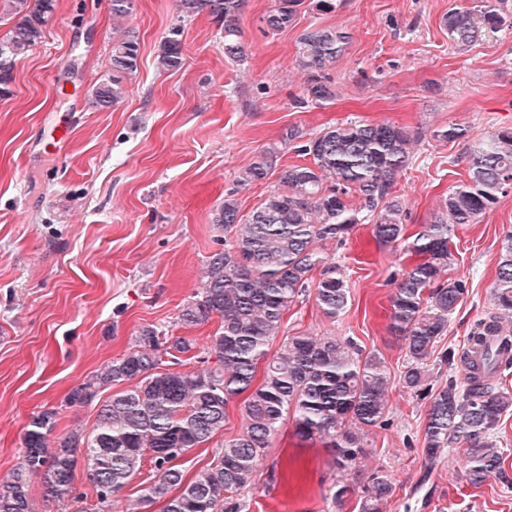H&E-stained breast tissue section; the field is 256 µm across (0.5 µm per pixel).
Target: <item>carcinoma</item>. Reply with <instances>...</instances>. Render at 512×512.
I'll use <instances>...</instances> for the list:
<instances>
[{"instance_id": "carcinoma-1", "label": "carcinoma", "mask_w": 512, "mask_h": 512, "mask_svg": "<svg viewBox=\"0 0 512 512\" xmlns=\"http://www.w3.org/2000/svg\"><path fill=\"white\" fill-rule=\"evenodd\" d=\"M503 0H473L469 8H451L443 17L448 36L469 47L486 31L507 23ZM305 0H274L262 17L267 31L291 27ZM56 0H0L12 26L0 39V97L11 95L17 64L41 42L55 13ZM245 0H179L184 17L205 11L224 33V55L240 60L245 50L239 18ZM134 0H112L111 75L91 90L96 107L108 109L125 97L126 81L140 66L138 39L127 27ZM181 31L174 28L155 53L164 72L184 66ZM349 41L341 28L311 25L297 39L296 65L308 75L303 98L318 104L336 99L330 71ZM420 132L391 123L346 122L296 142L304 164L283 167L276 186L247 216L233 193L224 196L214 223L232 234L224 249L213 252L201 268V288L182 307L180 323L198 327L218 321L205 339L207 369H186L193 343L142 330L127 352L75 387L66 404L82 407L119 383L129 388L100 404L90 431L81 427L49 443L57 411L31 416L24 450L10 477L0 481V512H36L30 480L41 477L47 499L74 498V471L84 450L89 482L98 512H112L116 496L145 464L152 481L140 498L141 508L162 502L161 512H243L241 493L258 480L259 466L280 424L293 422L305 439L322 438L334 452L329 491L340 501L354 493L350 473L364 456V436L384 426L385 397L391 384L385 358L365 351L354 339L301 334L287 339L273 355L269 345L285 316L309 288L313 271L316 305L336 320L349 302L340 265L322 248L343 244L357 224H372L382 243L404 244L420 261L403 270L390 298V328L403 334L407 362L399 384L428 401L425 460L434 465L448 448L463 447L462 467L468 483L480 486L502 473V455L491 440L502 415L512 409V394L492 379L512 367V232L500 250L493 300L496 313L476 323L470 346L483 350L474 361L460 356L462 374L443 385L425 384L427 362L445 335L448 318L468 293L463 276L449 277L456 264L450 247L457 224H476L512 189V128H502L471 146L468 179L453 187L442 210L412 237L404 235V209L393 187L406 167ZM274 153L261 152L242 171L244 184L264 180ZM169 357L171 368L163 367ZM262 378H257L259 366ZM243 397L244 428L224 442L211 463L186 479L178 467L189 449L207 443L224 428L230 402ZM393 494L388 475H370L358 512H382Z\"/></svg>"}]
</instances>
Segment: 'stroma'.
I'll return each instance as SVG.
<instances>
[{
	"instance_id": "35a3bbf8",
	"label": "stroma",
	"mask_w": 512,
	"mask_h": 512,
	"mask_svg": "<svg viewBox=\"0 0 512 512\" xmlns=\"http://www.w3.org/2000/svg\"><path fill=\"white\" fill-rule=\"evenodd\" d=\"M330 12H300L295 25L264 33L259 19L273 0H246L240 19L245 58L224 55L220 30L207 13L181 17L175 0H135L131 26L141 64L123 101L93 106L90 91L109 74L111 0H56L37 45L16 67L9 97L0 98V479L15 466L32 414L57 412L55 432L92 427L95 406L65 399L87 376L121 357L142 329L204 342L216 326L183 327L179 314L200 288V268L222 248L217 208L234 193L249 213L273 188L275 176L239 185L259 152L274 148L275 165L297 163L283 139L305 137L348 120L390 122L421 132L394 193L407 214L406 234L419 231L448 192L469 173L471 144L512 127V29L486 33L460 49L443 17L472 0H334ZM350 35L331 77L337 97L326 105H297L306 74L295 64L296 42L310 25ZM181 28L184 67L159 71L158 42ZM67 121L63 151L51 133ZM466 130L452 143L434 130ZM512 231V193L476 224L455 229V273L469 293L450 317L439 350L466 347L474 324L490 315L501 241ZM344 270L350 299L337 320L326 319L314 293L302 296L270 345L288 337H354L380 352L392 377L403 371L405 345L389 329L395 277L412 257L379 244L371 224L355 225L344 244L325 249ZM241 400L230 402L224 427L187 451L186 477L204 469L243 429ZM384 427L367 437L357 487L374 471L388 475L394 493L384 512H512V411L492 435L503 454L502 474L467 484L461 451L446 450L435 465L424 458L426 404L401 386L387 394ZM331 454L282 425L245 492L248 512H357L356 498L331 501ZM69 508L43 500L39 512H95L85 465Z\"/></svg>"
}]
</instances>
